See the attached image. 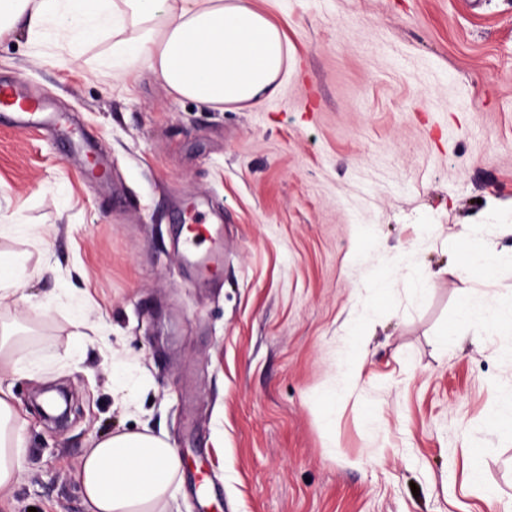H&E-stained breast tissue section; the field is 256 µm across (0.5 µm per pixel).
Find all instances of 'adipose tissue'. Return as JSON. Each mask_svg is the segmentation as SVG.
<instances>
[{
  "mask_svg": "<svg viewBox=\"0 0 512 512\" xmlns=\"http://www.w3.org/2000/svg\"><path fill=\"white\" fill-rule=\"evenodd\" d=\"M21 20L35 38L59 21L75 55L111 33L110 66L145 67L171 94L219 109L263 105L289 53L281 29L247 0H0V38ZM25 429L0 384V495L26 469ZM180 467L176 450L149 433L96 440L78 470L88 512H167Z\"/></svg>",
  "mask_w": 512,
  "mask_h": 512,
  "instance_id": "adipose-tissue-1",
  "label": "adipose tissue"
}]
</instances>
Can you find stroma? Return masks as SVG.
Masks as SVG:
<instances>
[{
	"label": "stroma",
	"mask_w": 512,
	"mask_h": 512,
	"mask_svg": "<svg viewBox=\"0 0 512 512\" xmlns=\"http://www.w3.org/2000/svg\"><path fill=\"white\" fill-rule=\"evenodd\" d=\"M290 42L278 93L219 110L148 70L85 64L47 29L0 40V81L72 115L0 123V251H44L0 319L31 330L6 375L27 467L0 512H86L96 439L149 430L183 461L170 512H506L512 336L462 300L512 309V0H253ZM224 226L208 276L183 257L189 205ZM494 271L454 268L463 233ZM84 311L95 333L72 324ZM368 354L347 376L356 343ZM73 393L66 427L33 398Z\"/></svg>",
	"instance_id": "35a3bbf8"
}]
</instances>
